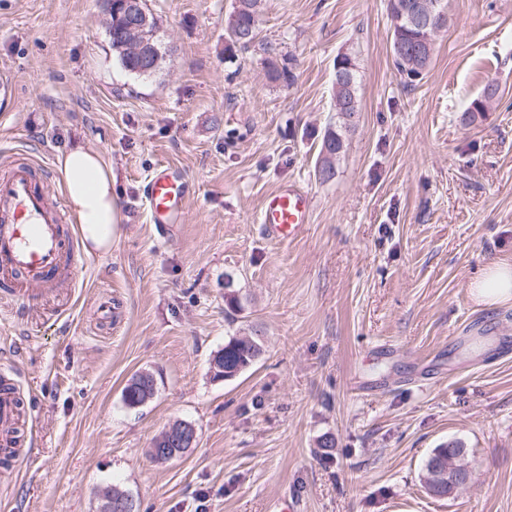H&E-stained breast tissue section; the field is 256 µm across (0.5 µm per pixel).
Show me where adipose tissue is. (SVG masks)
Instances as JSON below:
<instances>
[{
    "label": "adipose tissue",
    "instance_id": "1",
    "mask_svg": "<svg viewBox=\"0 0 512 512\" xmlns=\"http://www.w3.org/2000/svg\"><path fill=\"white\" fill-rule=\"evenodd\" d=\"M68 204L88 251L106 253L121 236V210L112 165L99 152L73 147L56 158ZM477 302L512 299V265L495 262L470 284Z\"/></svg>",
    "mask_w": 512,
    "mask_h": 512
}]
</instances>
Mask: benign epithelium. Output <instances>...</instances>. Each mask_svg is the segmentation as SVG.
<instances>
[{"label":"benign epithelium","instance_id":"1","mask_svg":"<svg viewBox=\"0 0 512 512\" xmlns=\"http://www.w3.org/2000/svg\"><path fill=\"white\" fill-rule=\"evenodd\" d=\"M104 6L109 39L124 48L138 62L139 67L151 69L161 65L164 54L154 42L155 28L149 15L141 9L140 0H104ZM399 19L406 20L421 33L411 51V55L417 58H424L432 53L436 35L447 26V15L437 8L436 0H408L399 6ZM355 70L352 58L341 55L336 58V88L339 91L336 109L339 112L351 113L348 117L351 122L356 118L352 114L354 102L350 99L354 88L352 73ZM167 437L188 449L195 447L198 440L195 426L184 420L169 425L156 437L155 444H161ZM471 478V465L462 451L451 466L437 467L431 493L443 489L451 493L467 485ZM131 504L132 497L126 493L118 497L108 493L102 498L100 512H129Z\"/></svg>","mask_w":512,"mask_h":512}]
</instances>
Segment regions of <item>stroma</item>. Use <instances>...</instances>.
Listing matches in <instances>:
<instances>
[{
	"label": "stroma",
	"instance_id": "obj_1",
	"mask_svg": "<svg viewBox=\"0 0 512 512\" xmlns=\"http://www.w3.org/2000/svg\"><path fill=\"white\" fill-rule=\"evenodd\" d=\"M145 3L166 52L150 77L113 54L101 0H0V84H13L0 153L50 167L77 145L102 153L123 216L71 292L0 302V367L28 441L0 465V512H99L113 488L139 512H512V354L485 343L512 340V299L480 304L469 288L512 264V0H443L448 25L415 81L393 64L386 0H264L259 38L291 83L229 46L235 0ZM342 52L361 110L323 181ZM491 79L498 98L468 120ZM167 164L193 195L164 230L144 188ZM283 185L314 201L287 243L256 222ZM104 303L115 322L99 321ZM253 334L254 367L215 379L225 341ZM139 373L156 393L131 407ZM177 420L197 446L155 461ZM451 440L475 473L436 499L425 461Z\"/></svg>",
	"mask_w": 512,
	"mask_h": 512
}]
</instances>
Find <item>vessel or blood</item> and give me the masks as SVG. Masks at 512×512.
<instances>
[{
    "label": "vessel or blood",
    "instance_id": "vessel-or-blood-1",
    "mask_svg": "<svg viewBox=\"0 0 512 512\" xmlns=\"http://www.w3.org/2000/svg\"><path fill=\"white\" fill-rule=\"evenodd\" d=\"M189 197L187 177L179 169H156L145 190L150 223H179ZM312 211L308 192L282 186L265 197L258 222L268 236L289 241L309 223ZM85 259L82 240L73 232L67 207L55 195L48 172L31 159H15L0 174V293L22 307L36 296L56 297L74 287ZM21 408L13 383L1 373L2 452L19 446L15 427Z\"/></svg>",
    "mask_w": 512,
    "mask_h": 512
}]
</instances>
